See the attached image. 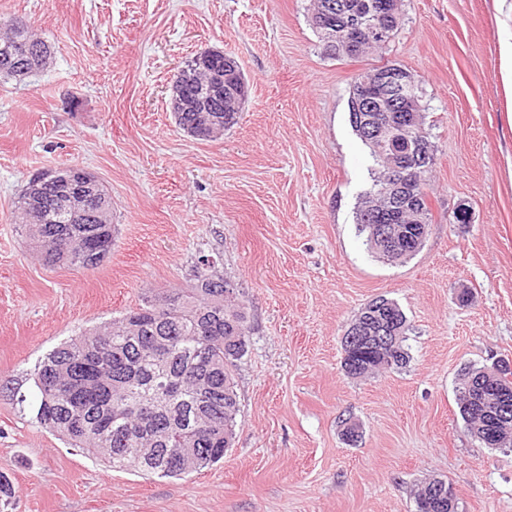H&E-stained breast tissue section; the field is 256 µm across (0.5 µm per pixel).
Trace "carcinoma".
<instances>
[{
  "label": "carcinoma",
  "mask_w": 512,
  "mask_h": 512,
  "mask_svg": "<svg viewBox=\"0 0 512 512\" xmlns=\"http://www.w3.org/2000/svg\"><path fill=\"white\" fill-rule=\"evenodd\" d=\"M338 2L345 13L359 16L376 0ZM16 20L12 16L3 22L9 35L0 39V77L16 75L25 63L21 48L13 45L16 38L39 46L47 58L51 55L50 46L30 36V30L16 32ZM345 44L346 35H338L329 57L358 58L383 48L381 43L366 41L355 53ZM199 69L222 71L224 58L188 61L172 85L169 105L184 133L198 140H216L214 127L228 130L237 123L248 84L239 68L228 69L220 88L184 79V74ZM350 124L377 165L371 188L357 202L356 224L368 243L382 224L395 237L409 232L413 245L397 256L385 243L370 247L387 263H403L421 250L426 239L432 222L428 196L398 213L382 209L379 188L393 175L390 159L380 155L381 144L355 120ZM53 194L54 188L48 185L32 200L18 196L15 207L25 242L38 251L46 266L98 267L112 249V212L91 209L71 224ZM224 283L220 271L199 267L191 287L147 297L138 308L54 347L33 373L37 421L114 468L159 478H185L224 460L235 441L240 412L236 370L249 345L246 300L227 291ZM354 322L371 329L395 323L400 337L382 353L366 342L345 350L343 368L348 377L363 378L407 365L409 325L396 301L381 295L367 302ZM480 376L479 367L459 376V415L467 432H476L477 441L494 448L496 441L482 433L512 434V393L508 394V418L493 421L502 399L488 387L471 386ZM476 400L488 414L474 412ZM440 482L432 478L421 484L416 512H457L458 506L448 504V492L438 489Z\"/></svg>",
  "instance_id": "cac0c4a2"
}]
</instances>
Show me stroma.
<instances>
[{
	"label": "stroma",
	"instance_id": "obj_1",
	"mask_svg": "<svg viewBox=\"0 0 512 512\" xmlns=\"http://www.w3.org/2000/svg\"><path fill=\"white\" fill-rule=\"evenodd\" d=\"M310 0H0L51 46L49 66L0 78V512H415L419 482H448L458 512H512V448L472 438L465 368L512 360V109L502 40L512 0H404L383 51L326 56ZM220 50L248 82L222 139L180 130L171 85ZM395 62L424 92L438 151L423 248L399 264L355 224L375 164L354 134L355 76ZM80 165L112 196L96 269L48 267L15 202L34 174ZM470 205L473 220L448 212ZM214 258L248 299L240 414L223 462L184 480L104 464L41 426L31 374L81 330L188 288ZM407 316L408 365L362 379L341 338L376 296ZM353 417L349 444L338 419Z\"/></svg>",
	"mask_w": 512,
	"mask_h": 512
}]
</instances>
